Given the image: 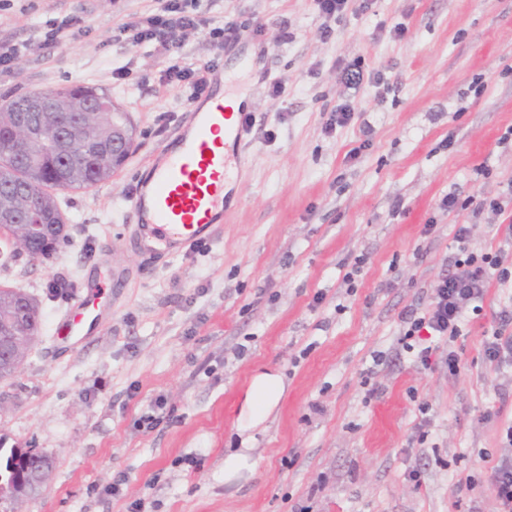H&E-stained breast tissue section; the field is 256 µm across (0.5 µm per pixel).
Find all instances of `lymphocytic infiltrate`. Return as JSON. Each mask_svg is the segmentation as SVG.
<instances>
[{"mask_svg": "<svg viewBox=\"0 0 512 512\" xmlns=\"http://www.w3.org/2000/svg\"><path fill=\"white\" fill-rule=\"evenodd\" d=\"M154 11L126 25L131 45L154 44L167 54L180 46L188 31L204 29L201 19L188 8L189 0H156ZM503 243L497 248L476 252L469 247L470 227H455V253L448 258V270L435 283L431 299L423 310L406 309L400 314V342L411 349L414 340L423 336L456 342L462 336L468 315L483 312V300L491 284L512 285V220L499 225ZM496 326L482 343L487 367L512 366V302L503 305L494 316ZM484 482L498 505L497 512H512V425L506 429L505 441L492 466L480 478H468V486Z\"/></svg>", "mask_w": 512, "mask_h": 512, "instance_id": "obj_1", "label": "lymphocytic infiltrate"}]
</instances>
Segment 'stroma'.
<instances>
[{"mask_svg": "<svg viewBox=\"0 0 512 512\" xmlns=\"http://www.w3.org/2000/svg\"><path fill=\"white\" fill-rule=\"evenodd\" d=\"M195 6L211 26L240 25L239 40L218 50L191 31L163 58L122 31L152 0H0V41L27 47L0 73V98L95 86L130 114L138 144L112 180L58 192L65 248L0 271L41 317L21 370L0 381V448L52 462L37 494L0 498V512H126L136 500L144 512H494L488 487L457 486L512 425V369L489 372L481 351L504 290L489 288L457 340L459 375L438 354L422 368L398 339L400 313L426 307L447 270L455 225L470 223L473 250L500 243V216L450 214L440 201L495 197L512 181V0H373L327 40L313 0ZM58 15L89 27L40 47ZM353 58L380 76L354 94L337 80ZM173 64L234 80L253 126L228 219L202 249L154 258L132 241L128 198L182 130L193 87L167 77ZM347 97L373 129L368 147L359 125L323 132ZM358 256L362 271L345 283ZM57 279L98 288L111 310L66 352L54 348L69 306L48 295ZM265 370L285 395L242 431L244 396ZM499 406L501 418L483 421ZM154 412L155 429L137 427ZM242 448L253 469L225 481V459ZM116 479L120 496L106 495Z\"/></svg>", "mask_w": 512, "mask_h": 512, "instance_id": "obj_1", "label": "stroma"}]
</instances>
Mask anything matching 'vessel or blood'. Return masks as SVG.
<instances>
[{"instance_id": "obj_1", "label": "vessel or blood", "mask_w": 512, "mask_h": 512, "mask_svg": "<svg viewBox=\"0 0 512 512\" xmlns=\"http://www.w3.org/2000/svg\"><path fill=\"white\" fill-rule=\"evenodd\" d=\"M188 112L175 150L152 161L147 182L129 199L131 218L145 233L138 248L149 254L180 255L212 236L224 221L225 186L241 169L240 146L251 131L246 112L226 111L220 100L208 106L194 102ZM218 130L224 133L220 147L210 139ZM103 312L97 291L79 292L58 322V344L85 341Z\"/></svg>"}]
</instances>
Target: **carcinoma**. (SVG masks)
<instances>
[{
    "mask_svg": "<svg viewBox=\"0 0 512 512\" xmlns=\"http://www.w3.org/2000/svg\"><path fill=\"white\" fill-rule=\"evenodd\" d=\"M57 101L52 111H35L28 94L0 101V215L36 212L42 223L63 224L64 214L58 207L56 191L88 190L112 179L121 163H112V127L131 123L126 112L112 102L103 90L75 85L50 91ZM92 97L101 102V112H81L78 100ZM32 126L33 136L22 144L13 137L16 124ZM63 128L76 147L75 154L64 159L49 141L48 132ZM29 238L33 242L28 260L39 261L49 257L69 238L61 229L46 228L31 232L24 224L0 222V268L17 260L10 238ZM24 293L18 288L0 287V318L11 313L16 326L23 332L32 331L36 317L19 308ZM41 459L25 453L9 451L0 464V472H16L17 491L25 489L24 478L29 471L39 468Z\"/></svg>",
    "mask_w": 512,
    "mask_h": 512,
    "instance_id": "obj_1",
    "label": "carcinoma"
}]
</instances>
